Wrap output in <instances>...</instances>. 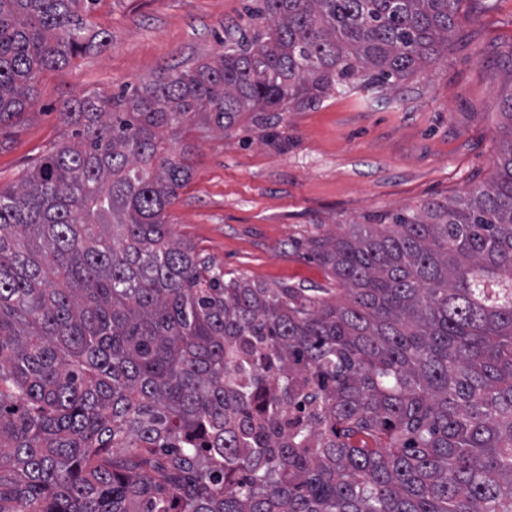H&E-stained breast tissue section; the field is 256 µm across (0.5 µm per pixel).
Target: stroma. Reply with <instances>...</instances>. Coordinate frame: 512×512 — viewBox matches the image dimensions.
Masks as SVG:
<instances>
[{"mask_svg": "<svg viewBox=\"0 0 512 512\" xmlns=\"http://www.w3.org/2000/svg\"><path fill=\"white\" fill-rule=\"evenodd\" d=\"M260 2L100 0L87 22L108 45L41 74L31 111L0 128V186L17 184L62 141L64 102L212 59L227 34L263 28ZM511 94L512 0H462L447 51L410 80L384 91L340 87L222 134L189 132L192 177L169 209L171 232L252 281L332 287L308 241L489 181Z\"/></svg>", "mask_w": 512, "mask_h": 512, "instance_id": "stroma-1", "label": "stroma"}]
</instances>
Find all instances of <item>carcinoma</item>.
I'll return each instance as SVG.
<instances>
[{
	"mask_svg": "<svg viewBox=\"0 0 512 512\" xmlns=\"http://www.w3.org/2000/svg\"><path fill=\"white\" fill-rule=\"evenodd\" d=\"M99 0H0V126L93 46ZM461 0H262L268 27L67 102L0 188V512H512V94L491 179L309 249L270 287L172 237L175 143L386 89Z\"/></svg>",
	"mask_w": 512,
	"mask_h": 512,
	"instance_id": "obj_1",
	"label": "carcinoma"
}]
</instances>
